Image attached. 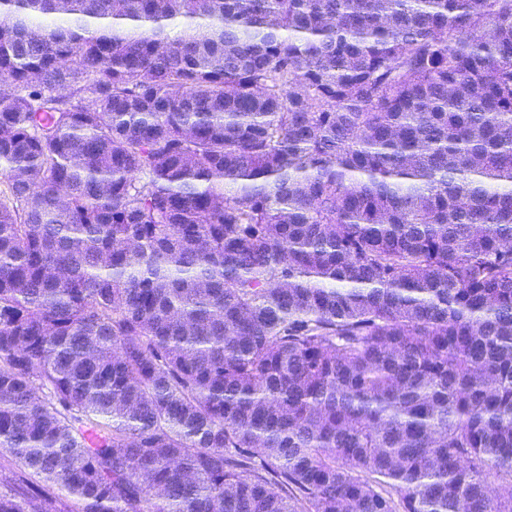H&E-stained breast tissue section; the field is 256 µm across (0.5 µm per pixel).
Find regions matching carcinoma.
I'll return each instance as SVG.
<instances>
[{"instance_id": "1", "label": "carcinoma", "mask_w": 512, "mask_h": 512, "mask_svg": "<svg viewBox=\"0 0 512 512\" xmlns=\"http://www.w3.org/2000/svg\"><path fill=\"white\" fill-rule=\"evenodd\" d=\"M0 177L78 512H512V0H0Z\"/></svg>"}]
</instances>
